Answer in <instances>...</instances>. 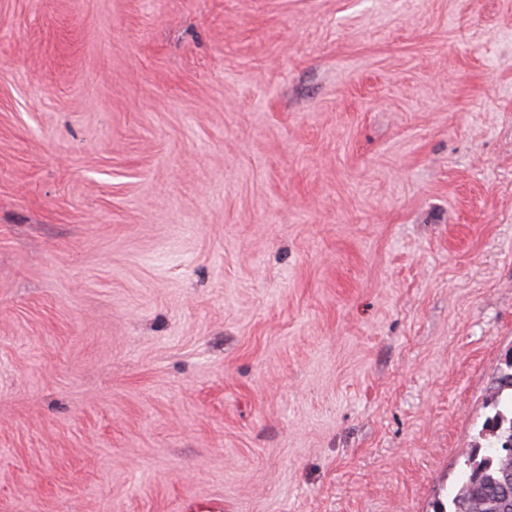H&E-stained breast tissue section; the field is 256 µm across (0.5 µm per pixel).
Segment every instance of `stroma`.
Listing matches in <instances>:
<instances>
[{
	"instance_id": "35a3bbf8",
	"label": "stroma",
	"mask_w": 512,
	"mask_h": 512,
	"mask_svg": "<svg viewBox=\"0 0 512 512\" xmlns=\"http://www.w3.org/2000/svg\"><path fill=\"white\" fill-rule=\"evenodd\" d=\"M512 360V0H0V512H435Z\"/></svg>"
}]
</instances>
